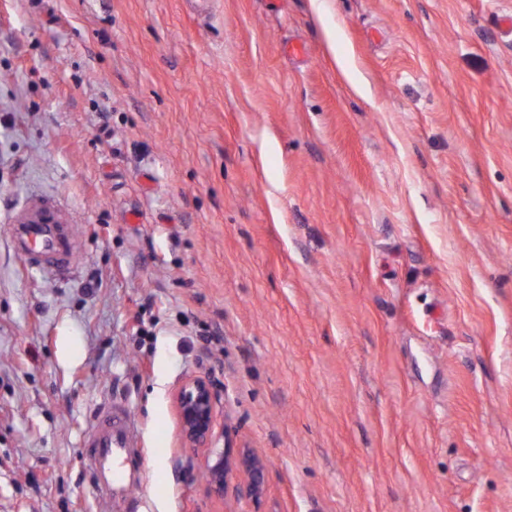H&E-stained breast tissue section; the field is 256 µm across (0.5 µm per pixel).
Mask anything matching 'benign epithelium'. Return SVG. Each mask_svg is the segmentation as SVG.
Instances as JSON below:
<instances>
[{
	"mask_svg": "<svg viewBox=\"0 0 512 512\" xmlns=\"http://www.w3.org/2000/svg\"><path fill=\"white\" fill-rule=\"evenodd\" d=\"M223 387L215 379L194 376L174 394L183 442L205 450L204 471L211 494L218 498H259L264 490L266 464L247 448H236L228 430L216 431L223 411Z\"/></svg>",
	"mask_w": 512,
	"mask_h": 512,
	"instance_id": "1",
	"label": "benign epithelium"
}]
</instances>
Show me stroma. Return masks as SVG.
<instances>
[{"instance_id":"35a3bbf8","label":"stroma","mask_w":512,"mask_h":512,"mask_svg":"<svg viewBox=\"0 0 512 512\" xmlns=\"http://www.w3.org/2000/svg\"><path fill=\"white\" fill-rule=\"evenodd\" d=\"M321 3L0 0V512H512V0ZM43 201L64 282L6 231ZM192 375L259 501L183 446ZM223 387L215 379L194 376L184 380L174 394L183 442L204 448V471L211 494L223 499H258L264 490L266 464L247 448H235L227 429L216 431L223 411ZM221 444V445H220ZM85 448L95 473L94 493L112 497L115 465L135 448V440L127 419L121 412H112V405L98 411L90 430L84 436Z\"/></svg>"}]
</instances>
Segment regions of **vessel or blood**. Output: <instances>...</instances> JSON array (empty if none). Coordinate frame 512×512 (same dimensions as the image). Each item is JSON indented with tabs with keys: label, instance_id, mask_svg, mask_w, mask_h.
<instances>
[{
	"label": "vessel or blood",
	"instance_id": "b4317fda",
	"mask_svg": "<svg viewBox=\"0 0 512 512\" xmlns=\"http://www.w3.org/2000/svg\"><path fill=\"white\" fill-rule=\"evenodd\" d=\"M74 231V225L38 206L23 210L8 226L18 257L26 264L49 270L59 278L68 275L75 266ZM134 445L125 415L112 411L108 406L95 414L93 424L82 441L95 473V494L111 495L115 466Z\"/></svg>",
	"mask_w": 512,
	"mask_h": 512
}]
</instances>
